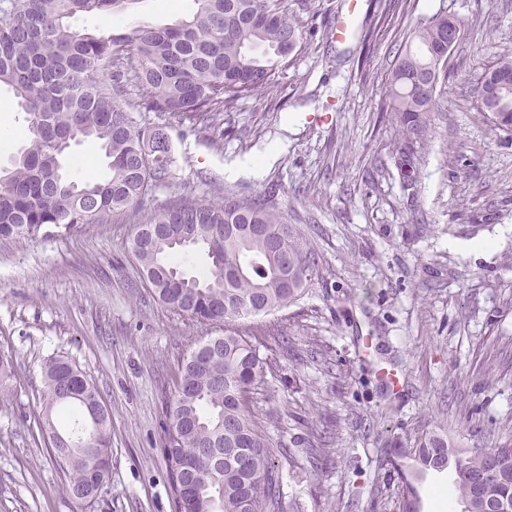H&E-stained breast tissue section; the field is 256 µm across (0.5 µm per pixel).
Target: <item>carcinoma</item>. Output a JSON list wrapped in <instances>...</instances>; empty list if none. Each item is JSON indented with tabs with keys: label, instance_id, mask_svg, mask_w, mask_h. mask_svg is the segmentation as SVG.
<instances>
[{
	"label": "carcinoma",
	"instance_id": "obj_1",
	"mask_svg": "<svg viewBox=\"0 0 512 512\" xmlns=\"http://www.w3.org/2000/svg\"><path fill=\"white\" fill-rule=\"evenodd\" d=\"M141 0H0V87L27 115L23 146L0 167V238L31 239L44 228L105 224L142 214L129 248L158 300L204 326L224 323L181 361L164 410L162 451L169 466L174 512H284L274 457L288 452L271 438L253 407L269 358L261 349L288 337L239 328L299 300L320 267L305 235L266 194L226 192L217 201L182 195L153 206L150 195L170 182L172 157L162 129L146 133L138 112H163L201 132L215 128L238 101L267 87L272 72L302 46L303 25L288 0H193L196 10L171 25L142 24L126 32L82 33L69 20L111 16ZM446 14L413 32L391 72L389 114L398 135L394 164L411 182L432 126L435 53L446 40ZM512 74V53L488 67L475 88L476 109L494 131L512 136V91L495 75ZM141 86L129 99L128 77ZM96 143L107 173L71 175V144ZM206 254L208 272L187 274L184 259ZM42 424L65 476V493L84 506L111 475L110 413L100 423L88 411L100 395L63 356L43 368ZM512 472V455L485 448L466 456L432 434L390 460L398 473L399 512H419L417 481L427 471L454 469L452 493L478 512L472 472L488 461Z\"/></svg>",
	"mask_w": 512,
	"mask_h": 512
}]
</instances>
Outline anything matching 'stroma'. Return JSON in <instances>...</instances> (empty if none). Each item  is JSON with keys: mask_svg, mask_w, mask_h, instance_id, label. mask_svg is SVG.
<instances>
[{"mask_svg": "<svg viewBox=\"0 0 512 512\" xmlns=\"http://www.w3.org/2000/svg\"><path fill=\"white\" fill-rule=\"evenodd\" d=\"M305 26L304 48L267 91L240 100L215 131L146 113L165 126L174 160L155 204L188 194L274 189L289 223L312 240L322 266L303 299L249 319L274 324L294 344L268 353L254 396L276 457L285 512H398L392 449L440 427L451 447L512 445V137L496 135L474 88L497 53L512 51V0H396L372 54L361 29L379 10L362 0L357 29L330 39L348 0H288ZM192 0H141L113 17L80 16L81 32L166 25ZM465 23L439 80L432 132L417 182L405 186L391 158L394 128L381 107L395 60L413 31L439 12ZM0 159L21 142L25 114L0 92ZM279 147L260 175L242 164ZM483 226L469 231V218ZM139 215L85 224L33 240L0 239V354L13 361L0 398V512H173L161 453L164 406L182 358L206 333L147 288L128 248ZM494 241L487 252L471 243ZM403 381L381 383L369 347ZM62 355L98 387L112 418V473L82 508L39 424L42 366ZM329 434L324 464L305 450ZM453 470L428 473L422 512H461Z\"/></svg>", "mask_w": 512, "mask_h": 512, "instance_id": "1", "label": "stroma"}]
</instances>
